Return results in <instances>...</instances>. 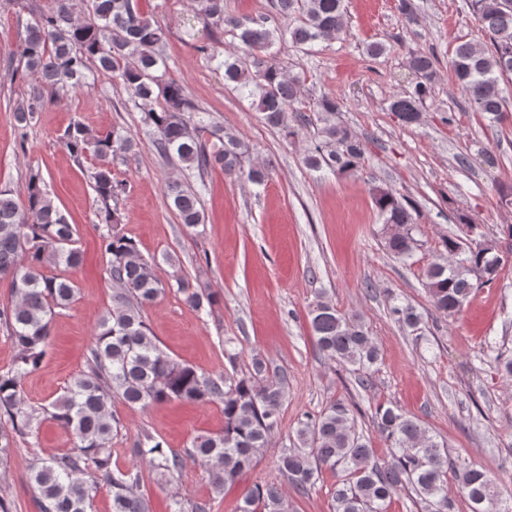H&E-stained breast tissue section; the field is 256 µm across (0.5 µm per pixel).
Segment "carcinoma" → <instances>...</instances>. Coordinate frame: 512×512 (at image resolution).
Returning <instances> with one entry per match:
<instances>
[{
  "label": "carcinoma",
  "mask_w": 512,
  "mask_h": 512,
  "mask_svg": "<svg viewBox=\"0 0 512 512\" xmlns=\"http://www.w3.org/2000/svg\"><path fill=\"white\" fill-rule=\"evenodd\" d=\"M276 15L290 20L287 28H269L266 19L239 18L224 10V0H193L195 13L217 34L231 36L246 52L242 58L224 52V79L247 91L252 104L270 126L289 138L316 126L317 137L306 165L336 175L357 172L365 162L359 135L336 122L340 104L323 95L308 107L300 100L298 80L285 75L267 51L275 41L296 48L336 38L345 27V0H270ZM469 8L488 41L463 42L455 48L454 76L478 112L499 121L505 98L501 83L512 76V0H469ZM19 62L31 76L28 96L14 108L18 124L26 125L46 103H59L69 92L86 85L90 66L112 75L134 101L141 103L154 146L162 158H176L187 169H220L230 179L247 178L261 185L268 171L245 167L246 146L215 127H209L186 88L168 76L164 30L144 13L138 0H51L26 29L18 49ZM410 68L419 76L412 91L390 101L389 110L405 124L420 120L423 102L438 76V57L432 51L410 54ZM214 141H209L204 134ZM64 145L76 159L91 154L99 159L92 174L96 218L104 225L100 247L115 291L112 308L101 318L86 359L85 370L67 383L64 395L47 406L25 403L20 380L38 368L46 355L53 317L74 300V283L47 267L76 268L82 264L77 230L55 204L39 173L27 183L24 206L0 191V279L9 281L15 303L0 308V324L18 349L15 362L0 369V467L6 465L18 439L35 438L44 419L56 421L70 435L73 447L33 460L29 488L39 512H88L101 489L112 495V512H154L143 493L144 475L137 466L113 459L112 439L120 422L112 413L119 400L135 408L179 401L223 405L224 428L199 434L182 453L143 432L131 452L155 472L179 473L187 462L211 466V483L221 493L252 466L268 447L278 427L286 377L270 373L255 358L245 373L200 372L167 356L148 330L144 311L166 290L155 264L135 243L116 230L119 199L126 184L116 178L109 158L124 156L136 146L121 129L94 134L77 123L64 133ZM181 224L196 230L205 225L200 193L171 179L166 183ZM382 220L386 250L408 260L419 249L414 236V209L390 189H373ZM453 263L441 257L430 264L423 286L439 314L458 313L471 296L473 280L495 279L504 264L494 239L465 246L448 236L442 241ZM177 292L197 311L218 304L208 288L175 279ZM401 326L417 331L422 318L409 305L390 307ZM317 348L339 364L351 367L364 385L379 350L362 318L346 315L319 301L311 311ZM377 428L391 448L389 459L374 458L373 449L356 434L349 404L335 400L318 415L298 422V446L285 447L279 468L294 490L306 493L319 473L329 468L342 474L334 494V512H386L392 495L410 487L428 512H447L448 457L442 445L419 421L388 406L376 409ZM456 487L469 501L471 512H512L499 505L494 476L488 468L463 462L454 468ZM208 505H185L175 497L166 512H207ZM239 512H289L288 498L276 484H255L243 496Z\"/></svg>",
  "instance_id": "obj_1"
}]
</instances>
